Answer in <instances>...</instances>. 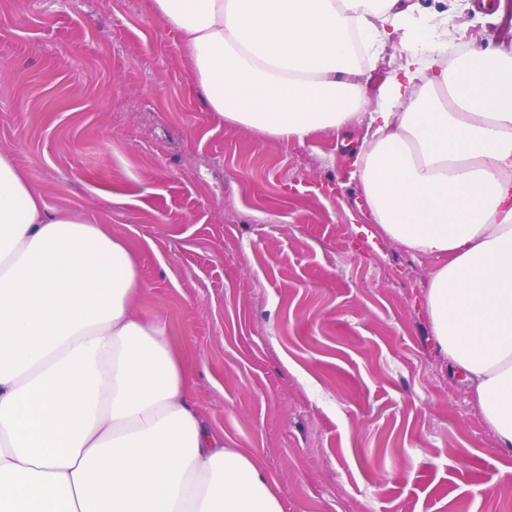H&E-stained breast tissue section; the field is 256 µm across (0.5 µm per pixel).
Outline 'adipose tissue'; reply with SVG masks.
<instances>
[{"label":"adipose tissue","instance_id":"ef3b65f1","mask_svg":"<svg viewBox=\"0 0 512 512\" xmlns=\"http://www.w3.org/2000/svg\"><path fill=\"white\" fill-rule=\"evenodd\" d=\"M210 111L274 140L364 124L353 172L375 224L439 260L428 290L449 375L512 451V53L440 74L406 0H149ZM408 57L365 111L376 56ZM138 261L106 224L50 210L0 154V512H282L260 459L192 400Z\"/></svg>","mask_w":512,"mask_h":512}]
</instances>
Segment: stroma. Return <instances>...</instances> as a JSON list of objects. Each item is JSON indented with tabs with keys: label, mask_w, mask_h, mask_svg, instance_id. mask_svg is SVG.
<instances>
[{
	"label": "stroma",
	"mask_w": 512,
	"mask_h": 512,
	"mask_svg": "<svg viewBox=\"0 0 512 512\" xmlns=\"http://www.w3.org/2000/svg\"><path fill=\"white\" fill-rule=\"evenodd\" d=\"M416 2L448 46L495 29L482 0ZM404 61L396 32L366 111ZM0 153L126 241L139 312L283 512H512V452L433 336L436 260L372 223L335 132L272 141L211 112L147 0H0Z\"/></svg>",
	"instance_id": "obj_1"
}]
</instances>
